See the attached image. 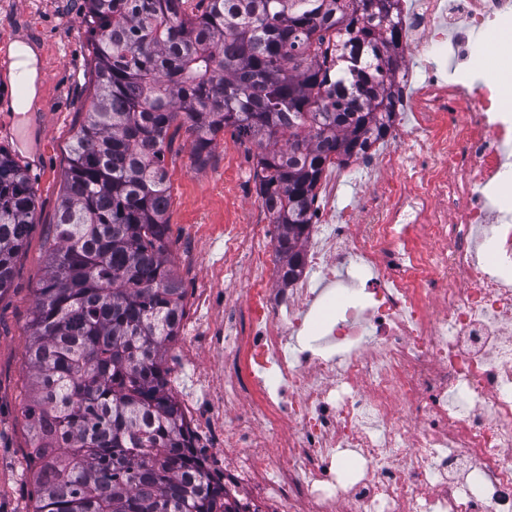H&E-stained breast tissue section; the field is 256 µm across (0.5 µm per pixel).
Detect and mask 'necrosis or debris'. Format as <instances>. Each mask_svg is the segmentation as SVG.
<instances>
[{"label": "necrosis or debris", "instance_id": "1", "mask_svg": "<svg viewBox=\"0 0 512 512\" xmlns=\"http://www.w3.org/2000/svg\"><path fill=\"white\" fill-rule=\"evenodd\" d=\"M396 15L397 119L325 169L297 275L264 230L224 228L226 270L252 272L248 404L224 420L232 381L199 371L183 406L239 512H512V108L471 39L512 31V0ZM237 331L225 305L179 353Z\"/></svg>", "mask_w": 512, "mask_h": 512}]
</instances>
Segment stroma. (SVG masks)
<instances>
[{"instance_id":"35a3bbf8","label":"stroma","mask_w":512,"mask_h":512,"mask_svg":"<svg viewBox=\"0 0 512 512\" xmlns=\"http://www.w3.org/2000/svg\"><path fill=\"white\" fill-rule=\"evenodd\" d=\"M83 10L84 0H0V53L24 41L41 61L39 94L26 130H19L11 110L22 86L14 75L0 77V146L26 170L37 197L36 223L15 261L11 288L0 297V512H33V478L26 464L30 435L23 416L32 377L27 350L72 138L96 91ZM255 153V146L230 128L219 135L202 165L196 163L185 131H178L166 148L169 258L187 292L220 287L237 305L245 296V274L221 278L217 271L224 266L228 210L248 213L255 224L265 218L255 190Z\"/></svg>"}]
</instances>
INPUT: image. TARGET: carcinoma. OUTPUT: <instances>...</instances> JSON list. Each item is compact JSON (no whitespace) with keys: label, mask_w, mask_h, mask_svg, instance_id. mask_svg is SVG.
<instances>
[{"label":"carcinoma","mask_w":512,"mask_h":512,"mask_svg":"<svg viewBox=\"0 0 512 512\" xmlns=\"http://www.w3.org/2000/svg\"><path fill=\"white\" fill-rule=\"evenodd\" d=\"M86 0L97 92L74 136L28 349L35 512H233L169 392L185 288L168 261L165 151L204 163L227 127L257 147L255 188L296 275L325 167L386 137L399 66L393 0ZM0 148V297L35 223Z\"/></svg>","instance_id":"obj_1"}]
</instances>
